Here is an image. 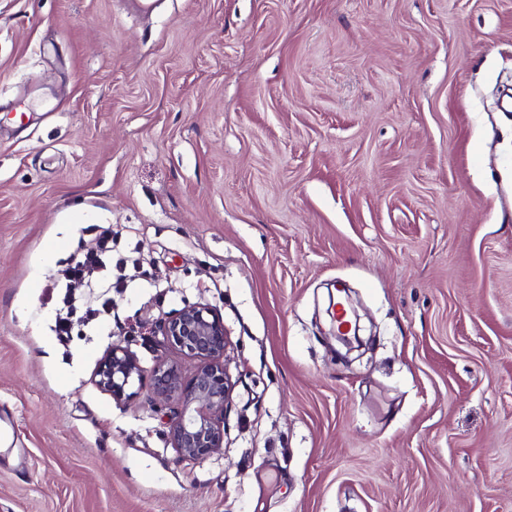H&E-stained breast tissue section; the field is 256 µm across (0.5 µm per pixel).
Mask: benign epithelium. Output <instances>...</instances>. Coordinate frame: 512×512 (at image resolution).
<instances>
[{
    "mask_svg": "<svg viewBox=\"0 0 512 512\" xmlns=\"http://www.w3.org/2000/svg\"><path fill=\"white\" fill-rule=\"evenodd\" d=\"M354 324L338 330L335 337L347 352L354 347L347 341L350 332L361 330L358 314ZM169 349L197 362L194 374L186 378L174 362L163 357L145 370L138 356L128 347L114 343L99 360L93 381L117 403L136 397L144 383L167 406V424L177 461L203 460L224 445V413L232 398L233 384L224 360L228 336L224 319L217 309L196 303L174 310L157 326Z\"/></svg>",
    "mask_w": 512,
    "mask_h": 512,
    "instance_id": "7a95c632",
    "label": "benign epithelium"
}]
</instances>
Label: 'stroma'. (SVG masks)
<instances>
[{
	"label": "stroma",
	"mask_w": 512,
	"mask_h": 512,
	"mask_svg": "<svg viewBox=\"0 0 512 512\" xmlns=\"http://www.w3.org/2000/svg\"><path fill=\"white\" fill-rule=\"evenodd\" d=\"M196 302L235 387L181 462L92 377ZM0 512H512V0H0ZM112 231L105 228L100 233L96 247L87 253L75 258L74 262L63 273L65 288H69V283L73 279H86L88 288H106L103 294L109 292L112 288V282L109 279L105 256L112 251ZM61 303L63 306L57 308L54 332L60 342H65L71 335L70 309L72 300L68 295V289L61 299Z\"/></svg>",
	"instance_id": "1"
}]
</instances>
